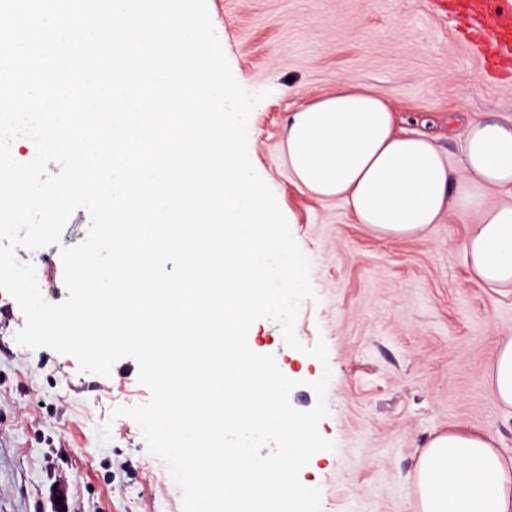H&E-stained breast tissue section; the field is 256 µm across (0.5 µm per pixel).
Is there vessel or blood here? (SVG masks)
I'll return each instance as SVG.
<instances>
[{
    "mask_svg": "<svg viewBox=\"0 0 512 512\" xmlns=\"http://www.w3.org/2000/svg\"><path fill=\"white\" fill-rule=\"evenodd\" d=\"M430 5L441 19L465 21V38L487 63L512 58V0H430Z\"/></svg>",
    "mask_w": 512,
    "mask_h": 512,
    "instance_id": "1",
    "label": "vessel or blood"
}]
</instances>
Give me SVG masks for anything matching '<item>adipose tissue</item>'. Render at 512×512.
Returning a JSON list of instances; mask_svg holds the SVG:
<instances>
[{
  "mask_svg": "<svg viewBox=\"0 0 512 512\" xmlns=\"http://www.w3.org/2000/svg\"><path fill=\"white\" fill-rule=\"evenodd\" d=\"M462 136L455 170L433 139L397 131L387 98L341 82L290 115L288 171L309 193L345 202L355 223L383 237H413L458 216L474 277L511 287L512 124L470 120ZM412 485L417 512H512V456L478 432L442 433L420 450Z\"/></svg>",
  "mask_w": 512,
  "mask_h": 512,
  "instance_id": "ef3b65f1",
  "label": "adipose tissue"
}]
</instances>
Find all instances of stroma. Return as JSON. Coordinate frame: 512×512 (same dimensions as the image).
<instances>
[{"mask_svg":"<svg viewBox=\"0 0 512 512\" xmlns=\"http://www.w3.org/2000/svg\"><path fill=\"white\" fill-rule=\"evenodd\" d=\"M234 76L268 96L252 113L249 158L274 192L311 262L314 298L296 334L324 340L328 365L283 346L277 324H253L257 353L271 354L297 380L292 405L311 409V381L331 368L329 414L319 434L336 444L299 473L319 488L323 512H415L417 451L436 434L494 435L512 454V409L488 381L500 339L512 336V287L474 280L457 219L411 239L377 236L354 223L344 202L321 200L288 173L284 129L290 112L335 90L372 86L395 110L397 130L438 137L458 167L466 120H512V77L491 75L427 0H207ZM59 247L29 252L43 295L65 296ZM26 324L0 290V512H58L53 487L68 483L70 512H182L181 494L148 454L137 424L112 417L148 401L138 364L118 360L110 376L77 359L14 339ZM111 421V439L97 428Z\"/></svg>","mask_w":512,"mask_h":512,"instance_id":"35a3bbf8","label":"stroma"}]
</instances>
